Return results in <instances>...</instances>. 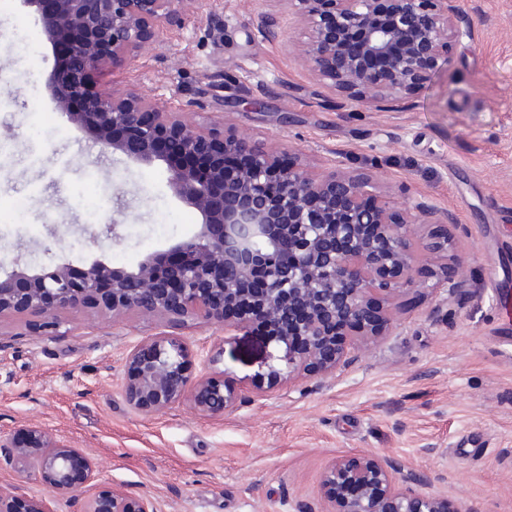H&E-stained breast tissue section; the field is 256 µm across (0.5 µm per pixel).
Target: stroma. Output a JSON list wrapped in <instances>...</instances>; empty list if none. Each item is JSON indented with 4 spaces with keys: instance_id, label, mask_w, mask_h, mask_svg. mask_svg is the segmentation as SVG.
Masks as SVG:
<instances>
[{
    "instance_id": "stroma-1",
    "label": "stroma",
    "mask_w": 512,
    "mask_h": 512,
    "mask_svg": "<svg viewBox=\"0 0 512 512\" xmlns=\"http://www.w3.org/2000/svg\"><path fill=\"white\" fill-rule=\"evenodd\" d=\"M459 5L473 39L452 45L450 71L385 111L329 94L289 50L293 24L258 35L264 0H202L93 81L206 131L227 124L303 160L380 169L397 206L428 200L452 215L445 228L417 226L412 245L447 230L464 288L403 295L389 334L335 376L262 395L250 380L275 347L255 330L78 309L38 336L37 316L4 312L0 434L48 429L89 457L85 492H145L162 512H321L326 467L361 453L398 458L463 512H512V326L497 316L499 292L512 293V0ZM52 67L34 16L0 0V254L37 270L94 259L129 270L191 238L199 215L162 167L92 151L54 110ZM164 334L188 344L194 374L219 368L245 399L219 418L186 403L133 411L126 357Z\"/></svg>"
}]
</instances>
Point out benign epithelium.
<instances>
[{
	"label": "benign epithelium",
	"instance_id": "benign-epithelium-1",
	"mask_svg": "<svg viewBox=\"0 0 512 512\" xmlns=\"http://www.w3.org/2000/svg\"><path fill=\"white\" fill-rule=\"evenodd\" d=\"M33 9L54 64L48 79L54 109L104 149L146 167L162 166L173 195L201 216L197 233L153 253L131 270L95 259L80 276L64 263L51 271L20 266L0 278V313L42 318L53 332L59 312L99 307L188 318L250 329L271 326L270 355L253 380L260 392L292 389L303 376L325 378L350 350L392 327V312L375 302L422 287L410 249L413 224H450L425 202L401 209L378 198L377 172L335 167L315 173L284 160L261 140L233 130L204 132L182 113L134 91L102 92L91 77L117 56H134L168 25L196 14L200 0H20ZM254 18L266 39L293 17L305 39L292 44L332 93L379 109L417 95L451 67L453 44L474 30L458 0H271ZM448 236L424 247L435 288H461L456 265L444 261ZM124 397L151 415L184 401L219 417L240 402L224 372L195 376L177 336H156L126 358ZM33 473L51 494H71L92 475L89 458L49 430L29 426L0 435V467ZM423 479L398 460L372 453L339 458L323 472L324 512H462L448 497L418 490ZM0 512H53L47 500L0 487ZM81 512H161L151 495L100 487Z\"/></svg>",
	"mask_w": 512,
	"mask_h": 512
}]
</instances>
